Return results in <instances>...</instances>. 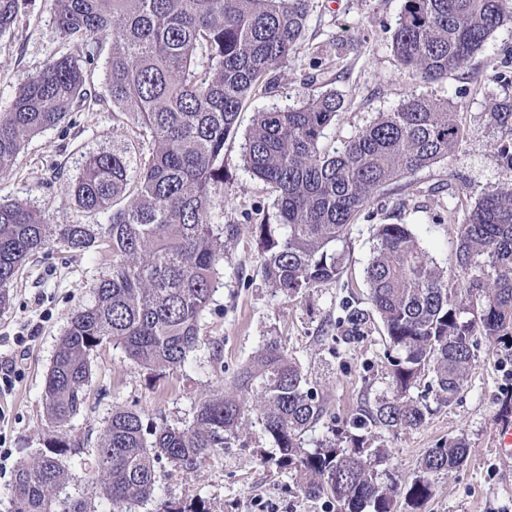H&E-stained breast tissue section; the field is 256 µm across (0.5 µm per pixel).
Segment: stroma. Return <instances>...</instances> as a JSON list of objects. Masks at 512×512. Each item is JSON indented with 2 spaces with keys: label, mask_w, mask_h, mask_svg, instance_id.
Returning <instances> with one entry per match:
<instances>
[{
  "label": "stroma",
  "mask_w": 512,
  "mask_h": 512,
  "mask_svg": "<svg viewBox=\"0 0 512 512\" xmlns=\"http://www.w3.org/2000/svg\"><path fill=\"white\" fill-rule=\"evenodd\" d=\"M402 6L403 0H310L304 38L281 69L275 90L244 108L236 133L224 144V221L240 232L203 314V340L184 366L170 371L138 369L119 347L98 351L88 405L62 431L64 439L81 445L80 454L65 457L71 473L65 494L84 491L92 450L112 408L138 411L159 425L188 424L200 398L231 394L232 376L272 340L327 398L337 424L384 393L386 342L379 318L371 317L360 336L336 328L345 307L369 306L364 268L374 225H410L422 247L447 267L456 243L448 217L463 221L485 191L512 185V170L496 153L512 135L491 129L485 116L490 102L512 99V22L494 32L465 72L428 83L409 78L391 51ZM54 13V0H21L14 26L0 36V111L48 60L79 52L80 42L60 37ZM94 49L86 69L87 98L61 124L29 138L12 171L0 175V202L27 203L52 224L106 223V213L77 207L69 192L88 155L119 148L131 166L139 164L141 129L129 115L113 111L105 80L112 42L99 39ZM328 89L340 92L345 104L326 131L324 148H342L378 113L422 94L460 103L464 141L451 159L385 188L357 217L346 240L336 245L343 258L339 280L289 300L262 276L254 227L274 223V196L244 169L242 148L255 111L284 108ZM107 272L97 253L53 244L30 258L10 289V306L0 313V362L10 365L7 381H0V512H6L19 462L33 459L51 433L43 385L70 313L92 304L93 286ZM506 395H512V353L484 345L454 403L435 407L420 428L381 433L389 450L385 467L403 482L412 480L428 449L460 435L469 442L463 469L440 479L418 512H512V471H505L495 454L496 420ZM277 454L256 413L246 414L228 448L197 470L161 466L160 488L139 512H159L166 503L187 512H336L327 498L300 492L294 471L275 464Z\"/></svg>",
  "instance_id": "obj_1"
}]
</instances>
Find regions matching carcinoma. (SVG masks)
Masks as SVG:
<instances>
[{"mask_svg": "<svg viewBox=\"0 0 512 512\" xmlns=\"http://www.w3.org/2000/svg\"><path fill=\"white\" fill-rule=\"evenodd\" d=\"M19 0H0V35L16 22ZM309 0H55L62 38L112 37L107 83L112 107L133 115L149 143L137 192L126 152L93 154L70 185L75 204L108 212L105 224H49L21 203L0 204V313L29 257L53 242L109 256L110 272L94 302L71 313L48 369L43 401L54 427L85 408L96 354L122 347L146 369H176L200 342L220 264L239 233L222 224L224 143L239 113L269 90L304 37ZM512 19V0H404L391 49L401 69L425 82L470 67L492 34ZM93 55L47 61L20 84L0 113V174L26 139L60 124L85 95ZM344 100L334 91L298 105L254 113L245 136V168L275 194L276 223L256 225L269 286L296 298L340 278L334 246L385 187L447 160L464 140L459 104L414 96L381 112L340 149L321 146ZM488 125L512 134V100L488 105ZM453 269L437 265L406 224H380L365 268L370 310L350 308L344 335L356 336L371 313L386 332L387 390L361 409L349 429L306 447L305 433L332 417L326 399L306 387L296 361L275 341L236 375L253 394L276 465L297 472L300 491L325 497L336 512L412 509L432 495L439 476L466 462L463 436L431 448L408 484L376 465L388 449L372 432L422 426L432 407L451 405L464 389L481 340L512 348V185L484 193L456 224ZM431 377L418 397L412 391ZM244 414L233 398L210 396L191 424L144 428L120 407L106 419L87 492L57 495L69 481L71 444L53 435L49 451L19 463L7 512H133L160 487L158 464L192 471L224 449Z\"/></svg>", "mask_w": 512, "mask_h": 512, "instance_id": "carcinoma-1", "label": "carcinoma"}]
</instances>
